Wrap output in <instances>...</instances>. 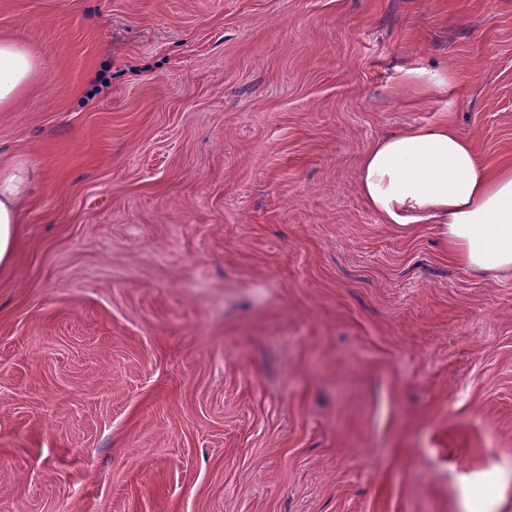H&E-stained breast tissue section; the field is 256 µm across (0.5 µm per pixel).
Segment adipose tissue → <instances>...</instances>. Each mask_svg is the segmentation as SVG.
<instances>
[{
    "label": "adipose tissue",
    "mask_w": 512,
    "mask_h": 512,
    "mask_svg": "<svg viewBox=\"0 0 512 512\" xmlns=\"http://www.w3.org/2000/svg\"><path fill=\"white\" fill-rule=\"evenodd\" d=\"M40 64L0 37V112L37 80ZM360 192L402 232L433 226L448 256L483 274L512 272V164L489 166L475 143L446 123L415 124L375 141L359 162ZM23 168L0 165V277L13 271Z\"/></svg>",
    "instance_id": "ef3b65f1"
}]
</instances>
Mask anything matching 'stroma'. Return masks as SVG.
<instances>
[{
	"instance_id": "1",
	"label": "stroma",
	"mask_w": 512,
	"mask_h": 512,
	"mask_svg": "<svg viewBox=\"0 0 512 512\" xmlns=\"http://www.w3.org/2000/svg\"><path fill=\"white\" fill-rule=\"evenodd\" d=\"M0 36L42 62L0 112V512H512V274L358 174L410 124L512 161V0H0ZM25 188L23 168L0 165V278L13 272L19 205Z\"/></svg>"
}]
</instances>
